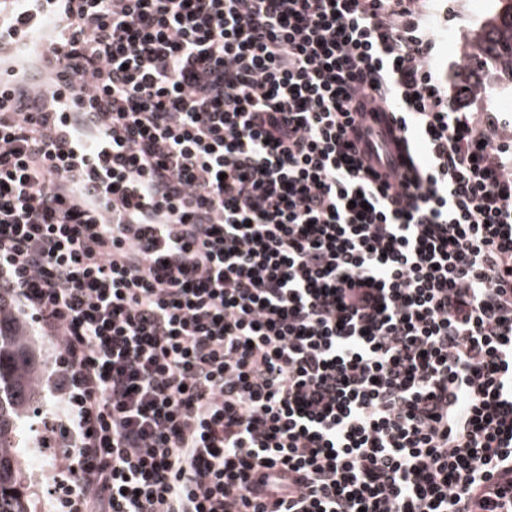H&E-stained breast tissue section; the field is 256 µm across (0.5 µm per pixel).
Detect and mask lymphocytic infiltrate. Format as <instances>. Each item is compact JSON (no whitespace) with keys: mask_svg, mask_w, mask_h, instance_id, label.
Returning <instances> with one entry per match:
<instances>
[{"mask_svg":"<svg viewBox=\"0 0 512 512\" xmlns=\"http://www.w3.org/2000/svg\"><path fill=\"white\" fill-rule=\"evenodd\" d=\"M79 2L84 111L0 101L60 512H512V120L463 111L412 0ZM371 109H375V112H382L379 114L378 119L375 120H373L372 116H367L369 121H374L375 123L374 129L376 140L383 150L389 152L390 156L395 160V164L400 168L399 163L401 159L399 146L395 143L393 136L389 133L390 127L395 129L391 116V112H393V110L379 102H374L369 105L367 107V112H370Z\"/></svg>","mask_w":512,"mask_h":512,"instance_id":"obj_1","label":"lymphocytic infiltrate"}]
</instances>
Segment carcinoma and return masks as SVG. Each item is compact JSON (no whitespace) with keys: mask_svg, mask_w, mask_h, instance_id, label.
<instances>
[{"mask_svg":"<svg viewBox=\"0 0 512 512\" xmlns=\"http://www.w3.org/2000/svg\"><path fill=\"white\" fill-rule=\"evenodd\" d=\"M468 54L486 62L489 83L512 85V5L489 17L467 45ZM40 362L26 322L0 305V512H28L18 465L20 428L39 398Z\"/></svg>","mask_w":512,"mask_h":512,"instance_id":"1","label":"carcinoma"}]
</instances>
